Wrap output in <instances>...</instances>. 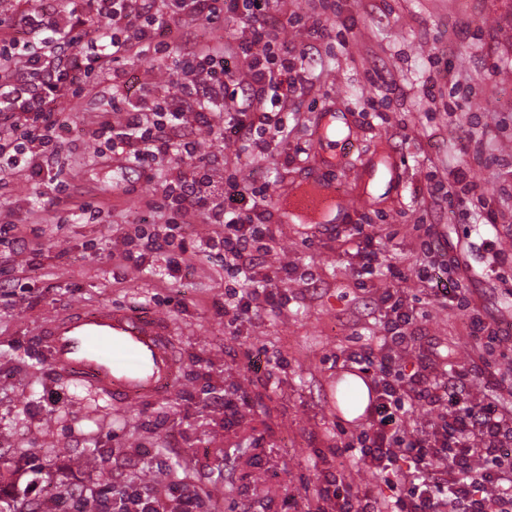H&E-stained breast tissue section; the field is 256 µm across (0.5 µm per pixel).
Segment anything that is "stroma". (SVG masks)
Wrapping results in <instances>:
<instances>
[{
  "label": "stroma",
  "mask_w": 512,
  "mask_h": 512,
  "mask_svg": "<svg viewBox=\"0 0 512 512\" xmlns=\"http://www.w3.org/2000/svg\"><path fill=\"white\" fill-rule=\"evenodd\" d=\"M315 11L323 33L290 22ZM275 15L302 87L271 151L188 130L215 177L233 169L267 190L273 239L254 261L273 277L275 305L253 302L227 326L225 287L242 293L245 281L207 245L222 226L195 214L179 274L160 257L145 270L125 260L128 225L158 222L146 203L172 172L100 155L89 132L114 116L109 73L66 105L76 129L65 192L24 169L0 182V221L25 238L0 246V473L15 476L16 493L48 499L67 485L69 512L89 499L118 512L122 493L142 487L169 508L196 496L200 512H305L323 476L379 485L336 446L369 427L367 414L348 417L340 392L347 376L380 374L355 359L387 338L391 289L413 315L401 361L431 348L448 379L474 353L463 329L474 308L498 323L492 361L512 384V0H279ZM119 66L131 95L178 91L173 58ZM332 117L348 127L337 145L322 138ZM459 168L474 187L447 195ZM310 190L361 204L331 221L298 214ZM86 201L100 206L96 219L81 215ZM368 247L379 262L365 270L357 253ZM422 263L430 282H460L469 309L436 300L417 277ZM75 303L166 314L181 333L175 390L129 407L56 373L40 331ZM92 454L103 469L82 467Z\"/></svg>",
  "instance_id": "obj_1"
}]
</instances>
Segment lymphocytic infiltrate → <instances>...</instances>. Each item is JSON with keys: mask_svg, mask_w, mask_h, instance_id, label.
<instances>
[{"mask_svg": "<svg viewBox=\"0 0 512 512\" xmlns=\"http://www.w3.org/2000/svg\"><path fill=\"white\" fill-rule=\"evenodd\" d=\"M272 0H81L80 6L25 8L0 32V171L25 167L35 177L55 178L71 121L58 104L68 95L80 96L103 69H111L113 87H120L118 64L133 53L162 54L176 42L183 21L215 24L224 15L245 19L250 38L234 50L245 58L248 80L233 79L220 47L188 50L176 72L179 93L152 101H114L120 121H104L92 131L104 139L113 158L146 169L170 159L182 163L175 179L157 189L151 208L163 223L132 225L125 244L139 247L136 264L150 267L163 256L170 273L179 272L190 257L186 240L177 232L188 215L219 224L222 235L210 238L222 251L227 269L244 275L253 288L248 298L224 305V319L235 325L256 300L271 301L270 276L256 271L250 256L257 243L270 237L260 206L264 191L243 184L236 174L216 180L210 168L196 165L195 142L181 141L177 131L189 124L210 126L214 108L230 111L226 131L252 136L257 154L284 130L281 114L298 92L296 58L269 32ZM96 18L112 23L111 31L92 27ZM245 96L248 107L237 105ZM388 331L391 345L406 340L409 316L401 303ZM468 336L481 351L448 381L431 379L423 362L405 366L393 353L382 355L381 390L373 419L359 438L360 459L376 472H392L393 486L406 497L358 493L335 478L325 479L317 502L307 512H512V408L491 400L473 401L472 382L491 383L490 356L500 329L481 314L468 315ZM422 404L436 414L432 433H416L405 423L407 406Z\"/></svg>", "mask_w": 512, "mask_h": 512, "instance_id": "1", "label": "lymphocytic infiltrate"}]
</instances>
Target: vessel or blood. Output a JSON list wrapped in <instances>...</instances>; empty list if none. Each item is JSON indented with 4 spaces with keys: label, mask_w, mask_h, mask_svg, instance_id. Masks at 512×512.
<instances>
[{
    "label": "vessel or blood",
    "mask_w": 512,
    "mask_h": 512,
    "mask_svg": "<svg viewBox=\"0 0 512 512\" xmlns=\"http://www.w3.org/2000/svg\"><path fill=\"white\" fill-rule=\"evenodd\" d=\"M42 336L57 373L123 405L172 392L182 366L176 333L161 313L75 304L49 319Z\"/></svg>",
    "instance_id": "obj_1"
}]
</instances>
